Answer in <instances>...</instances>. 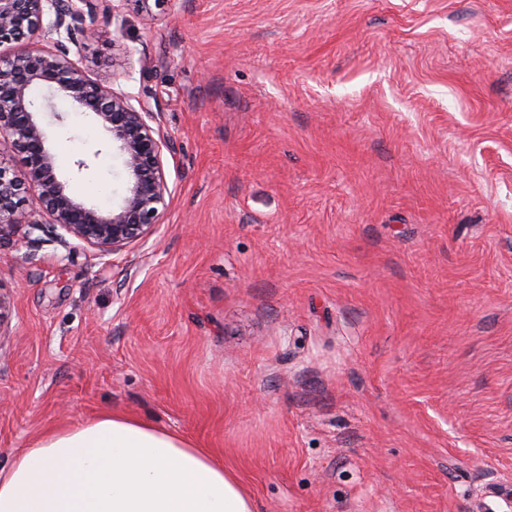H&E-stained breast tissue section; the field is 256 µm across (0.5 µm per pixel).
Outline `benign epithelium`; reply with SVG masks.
I'll return each mask as SVG.
<instances>
[{"instance_id": "benign-epithelium-1", "label": "benign epithelium", "mask_w": 512, "mask_h": 512, "mask_svg": "<svg viewBox=\"0 0 512 512\" xmlns=\"http://www.w3.org/2000/svg\"><path fill=\"white\" fill-rule=\"evenodd\" d=\"M53 19L43 23L44 15ZM113 13L112 0H0V137L21 156L24 170L10 174L0 158V240L22 225L29 232L51 227L59 243L71 237L102 259L148 240L161 224L172 191L165 178L163 153H175L171 139L156 135L153 113L143 103L92 79L71 54L95 33L99 15ZM51 90L47 109L63 120L54 99L72 112L93 116L109 146L121 159L127 187L108 210L78 199L57 172L33 93Z\"/></svg>"}]
</instances>
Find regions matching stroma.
Returning <instances> with one entry per match:
<instances>
[{
    "label": "stroma",
    "mask_w": 512,
    "mask_h": 512,
    "mask_svg": "<svg viewBox=\"0 0 512 512\" xmlns=\"http://www.w3.org/2000/svg\"><path fill=\"white\" fill-rule=\"evenodd\" d=\"M79 63L172 195L102 259L0 242V466L113 412L254 512H512V0H114ZM42 121L109 208L100 131Z\"/></svg>",
    "instance_id": "1"
}]
</instances>
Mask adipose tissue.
Listing matches in <instances>:
<instances>
[{
  "mask_svg": "<svg viewBox=\"0 0 512 512\" xmlns=\"http://www.w3.org/2000/svg\"><path fill=\"white\" fill-rule=\"evenodd\" d=\"M0 512H254L210 450L117 413L50 432L0 468Z\"/></svg>",
  "mask_w": 512,
  "mask_h": 512,
  "instance_id": "1",
  "label": "adipose tissue"
}]
</instances>
